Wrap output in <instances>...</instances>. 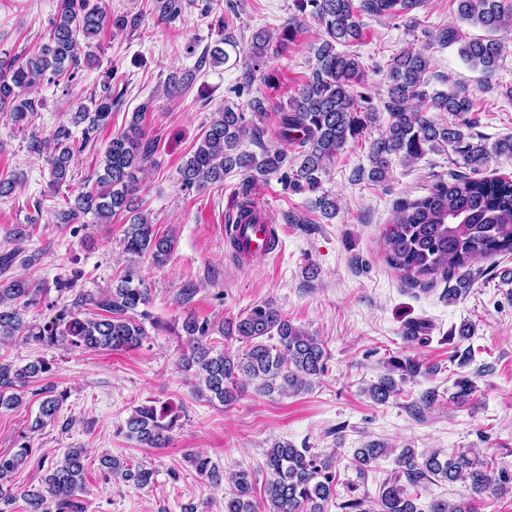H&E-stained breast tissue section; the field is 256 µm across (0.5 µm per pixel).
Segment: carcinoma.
I'll return each mask as SVG.
<instances>
[{
	"mask_svg": "<svg viewBox=\"0 0 512 512\" xmlns=\"http://www.w3.org/2000/svg\"><path fill=\"white\" fill-rule=\"evenodd\" d=\"M298 11L317 21L322 29L313 47L314 62L309 76L281 109L278 135L294 151L293 156L280 149L261 145L263 130L258 122L268 111L263 95L248 102L251 118L226 104L216 112L192 155L181 165L182 185L200 189L224 183V176L236 172L243 176L241 200L236 203L242 216L251 214V183L260 177L280 176L285 188L296 192L319 193L322 177L347 142L379 121V112L370 98L357 91L364 81L359 56L341 52L361 39V17L385 18L407 14L424 0H295ZM457 17L462 22L486 29L490 36L464 40L454 26H445L428 37L444 46L460 43V56L486 74L496 71L512 34V6L506 0H456ZM117 27L128 24L119 17L111 19L105 0H58L48 41L24 55L0 56V114L14 124L27 127L37 113L29 90L45 81L59 85L71 83L82 66L97 60L90 51V40L108 23ZM271 38L266 32L252 36L247 57L251 69L266 64ZM239 53L238 42L230 34H221L219 45L205 53L200 64L220 66L229 62L231 53ZM430 58L410 48L394 54L387 62L388 99L385 132L369 148V178L381 182L387 178L393 160L410 165L426 151L447 148L459 154L469 167L468 174H451L440 179L427 195L413 201H401L385 228L384 247L389 264L400 271L411 286H430L437 277L456 276L452 295L470 287L464 273L475 262L495 255L512 254V178L481 175L490 153L512 155V137L487 147L484 139L473 134L477 121L467 117L475 111L470 98L457 93L425 90V74ZM94 110L84 105L70 113L69 122L58 125L49 136L29 135L28 152L47 161L53 182L61 185L71 179V162L82 151L90 133L107 125L112 116V73L103 81V91L92 100ZM449 112L459 122L442 124L429 115V109ZM146 108L132 113L126 129L105 145L96 171L95 184L78 192L74 205L56 214L60 224H71L87 215L98 223L111 222L119 212L130 214L124 231L123 252L132 256L118 283L94 303L100 313L80 316L79 308L87 298L74 292L81 272L57 279L58 296L74 293L72 302L63 305L55 319L40 328H31L24 316L41 305L48 293L43 284L24 277L0 280V342L22 332L47 345L77 347L91 351L130 349L140 346L145 330L140 319L149 317L140 306L149 303L148 290L138 271V260L148 258L155 266L167 263L174 249V236L158 234L148 215L135 201L137 183L134 172L149 161L154 145L145 140L143 122ZM83 126V138L75 145L72 128ZM260 144V152L240 148L245 136ZM39 254H24L20 247L0 254V272L19 261L31 265ZM182 330L187 347L179 362L186 372H193L203 388L201 393L230 405L237 397L241 378L258 382V389L271 394L290 390L298 393L309 385V378L325 370L327 352L322 342L304 329L293 325L270 301L256 304L234 320L227 321L220 333L224 339L242 344V353L215 352L206 339L212 330L204 320H186ZM50 364L41 359L17 367L0 359V407L20 405L19 390L33 378L50 372ZM396 393L389 376L369 388L377 403L386 402ZM39 415L32 430L57 418L65 395L47 382L39 389ZM180 415L170 406L136 407L120 432L126 438L157 448L178 427ZM388 449L371 443L354 451L356 469L363 474L385 456ZM32 448L19 444L11 455H0V479L8 477L29 462ZM84 449L71 448L64 458L48 465L38 461L43 472L36 490L25 491L28 512H82L77 493L85 484ZM196 471L218 486L227 480L233 489L224 499V512H325V504L336 498V456L296 448L288 442H276L266 452V466L271 474L264 487V497L256 499L255 481L248 470H238L229 477L204 455L192 458ZM397 471L379 487L378 494H368L337 504L342 512H421L415 504L417 489L435 476L449 483L461 481L470 491L471 504L462 508L446 500H435L429 512H475L473 503L512 493L508 472H494L469 450L444 455L438 451L417 452L404 448L396 458ZM110 475L133 482L138 487L150 485L154 471L144 466L131 467L114 456L102 459Z\"/></svg>",
	"mask_w": 512,
	"mask_h": 512,
	"instance_id": "carcinoma-1",
	"label": "carcinoma"
}]
</instances>
